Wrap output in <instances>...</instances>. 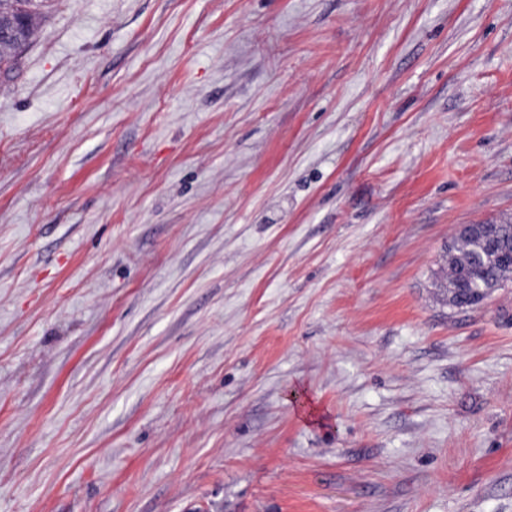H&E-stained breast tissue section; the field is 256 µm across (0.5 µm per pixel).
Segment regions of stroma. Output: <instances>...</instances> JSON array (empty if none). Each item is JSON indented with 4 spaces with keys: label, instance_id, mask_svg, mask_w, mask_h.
Wrapping results in <instances>:
<instances>
[{
    "label": "stroma",
    "instance_id": "1",
    "mask_svg": "<svg viewBox=\"0 0 512 512\" xmlns=\"http://www.w3.org/2000/svg\"><path fill=\"white\" fill-rule=\"evenodd\" d=\"M512 0H45L0 76V512H512ZM501 255L494 260L483 255V246L473 232L459 234L448 244V274L435 284L448 297V305L473 307L479 305L499 285V274L504 264Z\"/></svg>",
    "mask_w": 512,
    "mask_h": 512
}]
</instances>
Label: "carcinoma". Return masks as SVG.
<instances>
[{"instance_id":"cac0c4a2","label":"carcinoma","mask_w":512,"mask_h":512,"mask_svg":"<svg viewBox=\"0 0 512 512\" xmlns=\"http://www.w3.org/2000/svg\"><path fill=\"white\" fill-rule=\"evenodd\" d=\"M39 2L40 0H0V15L23 18V45L32 38ZM19 45L11 41L4 48H0V69L11 68ZM503 264L504 260L500 256L491 260L483 255V246L477 235L472 232L460 234L448 244V274L436 282V287L446 294L451 306H477L489 295L487 289L499 283Z\"/></svg>"}]
</instances>
